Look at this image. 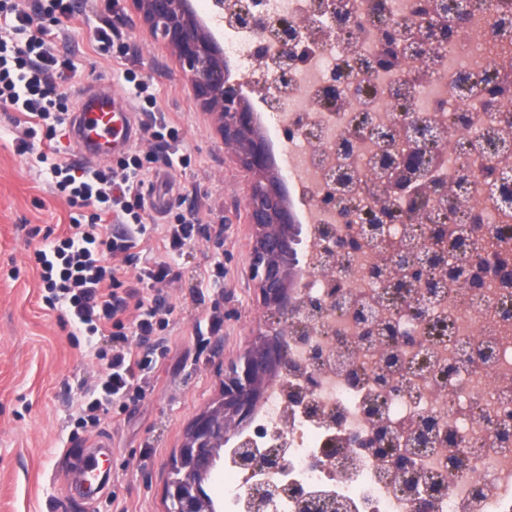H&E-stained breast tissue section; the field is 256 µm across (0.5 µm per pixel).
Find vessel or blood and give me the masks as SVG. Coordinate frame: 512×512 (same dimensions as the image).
Segmentation results:
<instances>
[{
	"instance_id": "vessel-or-blood-1",
	"label": "vessel or blood",
	"mask_w": 512,
	"mask_h": 512,
	"mask_svg": "<svg viewBox=\"0 0 512 512\" xmlns=\"http://www.w3.org/2000/svg\"><path fill=\"white\" fill-rule=\"evenodd\" d=\"M73 136L80 156L106 159L132 145L137 136L135 116L123 96L87 91L73 115ZM111 454L105 443L82 449L78 477L86 499H95L103 491L109 476L101 472L99 458Z\"/></svg>"
}]
</instances>
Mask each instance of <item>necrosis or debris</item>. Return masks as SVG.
<instances>
[{
	"instance_id": "4bbe7bcc",
	"label": "necrosis or debris",
	"mask_w": 512,
	"mask_h": 512,
	"mask_svg": "<svg viewBox=\"0 0 512 512\" xmlns=\"http://www.w3.org/2000/svg\"><path fill=\"white\" fill-rule=\"evenodd\" d=\"M274 22L302 33L301 66L290 70L279 94L278 119L302 124L288 143L286 175L305 204L304 249L313 273L293 296L295 308L342 286L348 304L327 306L320 318L294 316L284 336L289 365L256 412V450L281 454L283 464L246 473L235 449L224 451L214 484L224 512H512V283L493 273L495 259L512 257V207L483 193L488 168L512 172V7L489 16L473 9L462 37L476 36L469 55L455 56L431 35L447 16L440 9L416 11L412 0H268ZM357 18L334 40L319 18L326 11ZM224 50L234 60L253 59L254 48L274 56L280 42L257 39L221 18ZM396 32L397 61L378 65L384 31ZM342 77L331 92L330 74ZM507 91L481 111L475 101L451 100L460 81L478 87L490 79ZM424 123L456 140L447 151L431 140H415ZM363 129L354 138L355 129ZM420 154L425 202L414 219L386 172L409 148ZM342 179L339 208L352 209L358 245L334 263H322V233L344 234L339 209L317 198L331 180ZM397 213L370 234L366 225L379 207ZM482 225L472 230L470 217ZM433 256L428 271L436 295L420 303L422 291L397 257ZM392 280L370 281L373 268ZM370 315L363 336L355 308ZM411 344H402V337ZM324 352L314 360L312 346ZM314 387H306V377ZM435 440L418 447L424 422ZM386 431L389 447L407 452L414 465L393 467L390 456L350 447V434ZM275 483L284 492L274 506L261 493Z\"/></svg>"
}]
</instances>
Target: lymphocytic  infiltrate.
Listing matches in <instances>:
<instances>
[{
    "mask_svg": "<svg viewBox=\"0 0 512 512\" xmlns=\"http://www.w3.org/2000/svg\"><path fill=\"white\" fill-rule=\"evenodd\" d=\"M52 36L51 30L35 26L18 0H0V107L19 112L26 123L15 139V149L28 153L30 136L36 127H45L50 147L38 153L37 163L43 164L55 190L71 205L95 210L91 223L71 224L68 235L51 240L33 256L46 302L65 306L70 324L80 335L94 336L109 326L114 329L111 352L96 354L103 376L86 392L79 407V424L96 427L99 411L113 398L131 392L139 397L144 394L141 382L153 360L150 354L134 350L129 335H154L156 328L166 327L168 321L158 309L145 307L137 288L119 293L120 282L110 265L114 259L132 265L131 249L150 232L141 215L144 165L140 156L123 157L113 167L74 166L58 159L61 149L55 138L67 121L61 102L72 67L58 59ZM123 77L130 95L153 112V138L161 143L177 140V128L156 109L157 98L149 81L130 68L124 70ZM131 308L137 315L129 334L121 316Z\"/></svg>",
    "mask_w": 512,
    "mask_h": 512,
    "instance_id": "1",
    "label": "lymphocytic infiltrate"
}]
</instances>
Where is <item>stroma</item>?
<instances>
[{
	"label": "stroma",
	"instance_id": "stroma-1",
	"mask_svg": "<svg viewBox=\"0 0 512 512\" xmlns=\"http://www.w3.org/2000/svg\"><path fill=\"white\" fill-rule=\"evenodd\" d=\"M73 2L80 17L66 27L42 12V0H20L53 30L56 54L73 66L68 109L88 86L127 94L125 69L150 76L157 106L177 128L176 146L190 163L166 167L150 133H139L130 154L153 156L150 172L168 170L172 180L164 214L146 212V222L173 224L182 215L196 219L200 232L180 256H168L155 231L136 249L143 258H170L177 274L148 292L168 314L167 340L158 346L131 337L157 367L142 383L144 397L113 400L99 426L83 431L90 443L111 446L112 482L97 500L74 498L66 512H166L173 459L195 420L220 399L225 366L272 326L249 278L248 201L256 177L214 130L176 59L131 0ZM106 24L112 42L103 48L94 35ZM15 133L11 113L0 110V512H58V498L70 489L66 450L79 432L76 405L102 368L75 347L65 311L45 301L33 258L43 239L33 230L60 236L72 219L90 223L92 211L71 206L51 187L35 156L47 144L44 133L25 155L14 150Z\"/></svg>",
	"mask_w": 512,
	"mask_h": 512
}]
</instances>
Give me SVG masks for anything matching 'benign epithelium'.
<instances>
[{"label": "benign epithelium", "mask_w": 512, "mask_h": 512, "mask_svg": "<svg viewBox=\"0 0 512 512\" xmlns=\"http://www.w3.org/2000/svg\"><path fill=\"white\" fill-rule=\"evenodd\" d=\"M136 10L152 35L161 37L177 58L188 77L195 97L203 107L216 115L218 130L224 142L235 145L245 169L258 175L250 202V221L255 229L249 265L250 280L258 291L263 306L277 312L280 323L288 324L296 310L288 303V281L291 270L298 266L300 225L291 223L284 204L279 181L267 176L270 153L264 138L255 131L254 113L244 103L242 84L227 76L223 52L213 32L204 28L190 0H132ZM470 0H449L447 27L435 31L438 39L451 38L467 19ZM240 26L252 27L260 36L272 28L267 16L259 11H244L236 15ZM282 52L263 64V70L282 82L288 81V70L300 64L293 45V31L278 30ZM487 188L496 189L493 198L512 205V181L491 168L486 176ZM414 179L399 177L393 189L411 201L416 198ZM357 244V233L350 231L332 242L323 253L329 261ZM346 294L336 290L327 301L310 300L303 311L308 320L318 318L324 308L334 303L342 305ZM273 331L256 352H246L224 369L221 401L202 413L192 427L186 451V461L178 464L179 475L171 481L173 491L168 498L174 502L172 512H209L207 501L198 491V481L214 469L218 447L232 433L240 448L238 465L252 471L263 464H275V456L258 457L254 439L246 434L253 414L268 383L288 369V350Z\"/></svg>", "instance_id": "benign-epithelium-1"}]
</instances>
